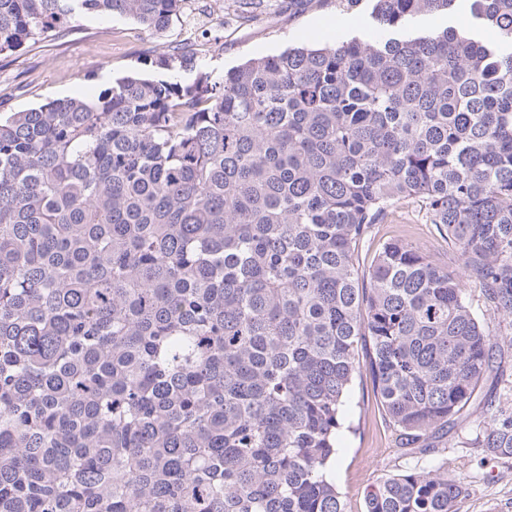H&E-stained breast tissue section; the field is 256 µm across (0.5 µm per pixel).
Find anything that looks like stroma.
I'll use <instances>...</instances> for the list:
<instances>
[{"instance_id":"1","label":"stroma","mask_w":512,"mask_h":512,"mask_svg":"<svg viewBox=\"0 0 512 512\" xmlns=\"http://www.w3.org/2000/svg\"><path fill=\"white\" fill-rule=\"evenodd\" d=\"M335 39V10L301 0H252L248 5L242 0H186L184 14L160 33L130 17L84 14L66 31L0 55V114L100 92L126 74L152 73V60L163 55L193 53L203 71L221 75L304 41ZM393 238L417 244L448 269L457 266L433 225L423 223L416 205L408 204L374 226L359 255L361 267H369L382 244ZM510 396L512 351L502 369L480 383L476 404L435 441L434 452L406 454L382 412L369 372H361L345 398L333 467L346 512H366L367 491L388 475L439 466L447 468L449 476L468 477L458 512H512V462L481 457L471 446L483 402L502 403Z\"/></svg>"}]
</instances>
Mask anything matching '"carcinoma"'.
I'll use <instances>...</instances> for the list:
<instances>
[{
	"instance_id": "cac0c4a2",
	"label": "carcinoma",
	"mask_w": 512,
	"mask_h": 512,
	"mask_svg": "<svg viewBox=\"0 0 512 512\" xmlns=\"http://www.w3.org/2000/svg\"><path fill=\"white\" fill-rule=\"evenodd\" d=\"M184 0H0V55L84 13L166 30ZM371 28L222 76L193 55L0 118V512H346L332 468L370 351L403 446L501 369L512 320V0H369ZM491 28L493 41L481 30ZM410 201L458 262L376 224ZM473 447L512 460V411ZM411 468L366 512H458ZM470 23L468 2L459 1L449 20L445 14L430 15L422 20L421 26L424 28H442L451 25L457 29H467Z\"/></svg>"
}]
</instances>
